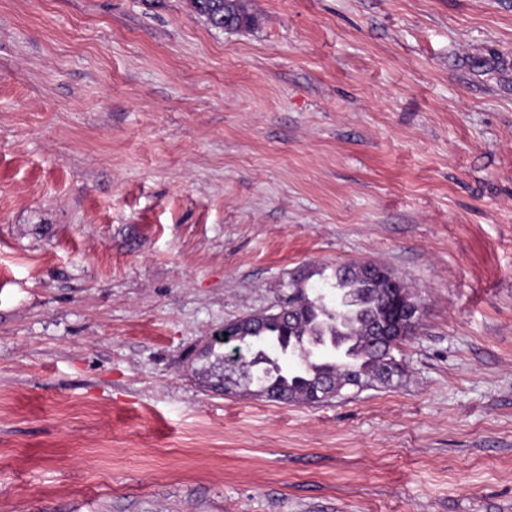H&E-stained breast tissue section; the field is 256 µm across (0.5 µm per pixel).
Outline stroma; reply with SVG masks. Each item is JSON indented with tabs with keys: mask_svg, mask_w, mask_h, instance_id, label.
Returning a JSON list of instances; mask_svg holds the SVG:
<instances>
[{
	"mask_svg": "<svg viewBox=\"0 0 512 512\" xmlns=\"http://www.w3.org/2000/svg\"><path fill=\"white\" fill-rule=\"evenodd\" d=\"M0 0V512H512V0ZM421 299L396 387L195 374L290 273ZM245 0H190L194 11L214 28L224 26V18L233 28L248 27L254 21Z\"/></svg>",
	"mask_w": 512,
	"mask_h": 512,
	"instance_id": "stroma-1",
	"label": "stroma"
}]
</instances>
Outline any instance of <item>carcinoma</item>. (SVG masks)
I'll return each instance as SVG.
<instances>
[{
	"instance_id": "1",
	"label": "carcinoma",
	"mask_w": 512,
	"mask_h": 512,
	"mask_svg": "<svg viewBox=\"0 0 512 512\" xmlns=\"http://www.w3.org/2000/svg\"><path fill=\"white\" fill-rule=\"evenodd\" d=\"M190 3L194 11L214 28L224 25L226 20L235 28L248 27L253 22L246 0H190ZM353 288H368L370 295L348 313L337 311L331 300L334 291ZM382 288L384 284L380 281L364 279L358 272L341 274L337 269L309 293L302 287L290 288L289 302L298 311L295 324L284 323L272 316L254 319L250 329H239L234 333L238 344L247 350V356L227 368L224 354L212 345L201 354L207 365L197 370V374L204 382L216 386L225 372L237 373L243 378L241 387L253 390L257 396L277 402L302 401L312 405L327 401L323 391L326 380L337 385L347 382L369 386L375 381L390 384L400 377V373H383L389 360L387 349L371 343L369 336L371 320L382 314L377 298ZM311 339L333 341L341 350L343 363L307 359V342ZM271 348L281 353L294 349L307 360L306 368L296 373L283 370L279 360L268 355L267 350ZM258 358L266 364L267 377L264 379L253 377V364Z\"/></svg>"
}]
</instances>
